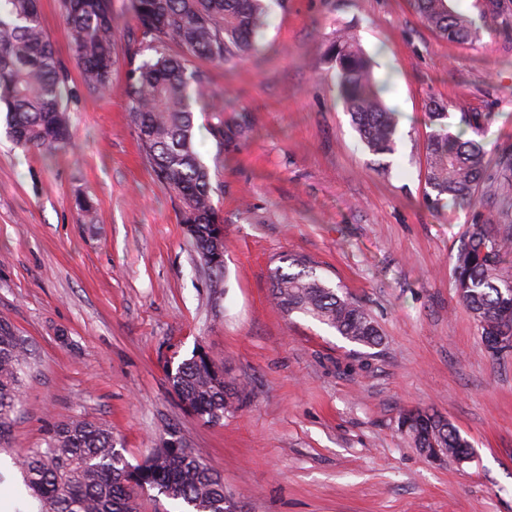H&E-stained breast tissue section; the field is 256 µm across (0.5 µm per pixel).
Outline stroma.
Returning a JSON list of instances; mask_svg holds the SVG:
<instances>
[{"label": "stroma", "instance_id": "stroma-1", "mask_svg": "<svg viewBox=\"0 0 512 512\" xmlns=\"http://www.w3.org/2000/svg\"><path fill=\"white\" fill-rule=\"evenodd\" d=\"M40 12L75 90L74 148L25 151L0 126V319L30 350L0 450V512H36L14 459L72 418L106 424L133 465L175 433L243 512H512V353L486 351L456 295L470 211L425 202L429 105L456 130L492 113L488 148L512 147V41L491 22L476 42H449L412 0H271L256 54L199 64L217 101L253 124L231 153L198 135L224 215L215 288L126 110L127 73L147 50L120 29L112 90L90 92L59 0ZM343 27L390 80L394 153L365 150L338 98L326 50ZM290 255L361 302L381 346L281 312L269 273ZM197 348L247 385L220 425L190 414L166 378ZM412 407L448 418L472 460L420 456L397 431Z\"/></svg>", "mask_w": 512, "mask_h": 512}]
</instances>
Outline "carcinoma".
Listing matches in <instances>:
<instances>
[{
  "instance_id": "obj_1",
  "label": "carcinoma",
  "mask_w": 512,
  "mask_h": 512,
  "mask_svg": "<svg viewBox=\"0 0 512 512\" xmlns=\"http://www.w3.org/2000/svg\"><path fill=\"white\" fill-rule=\"evenodd\" d=\"M413 4L420 20L450 42L480 36L482 26L453 10L448 0ZM60 7L84 86L109 93L122 16L113 12L112 0H60ZM126 15L140 43L154 52L128 75L126 106L139 148L156 179L179 200L180 223L217 288L224 262L212 259L214 225L223 220L213 202L210 169L197 151L194 112H208L207 133L221 152L238 149L252 124L247 113L228 116L214 103L206 75L192 60L224 64L255 51L267 25V5L265 0H126ZM172 44L182 53H171ZM328 54L360 142L373 155L393 153L396 113L384 103L386 85L374 77L358 36L341 31ZM71 96L68 76L43 29L38 0H0V106L9 136L26 150H69ZM428 118L427 200L436 210L450 203L473 210L456 255V294L481 335L507 336L512 334V148L488 151L483 142L450 131L448 113L441 108L429 109ZM492 118L477 112L464 122L482 136ZM480 196L491 203V211L477 210ZM286 262L288 268L277 266L269 275L272 299L281 310L309 316L350 343L381 345L378 326L359 301L328 286L307 258L295 255ZM26 361L25 342L0 319V447L9 443L20 411V371ZM167 379L184 407L212 425L236 412L245 393L203 353L167 369ZM400 418L404 424L397 431L422 456L437 448L459 462L471 454L469 441L437 413L415 408ZM16 466L39 512H137L138 490L144 487L180 503L186 512H242L211 466L173 433L133 466L116 449L109 427L70 419L51 425L45 447L29 449Z\"/></svg>"
}]
</instances>
